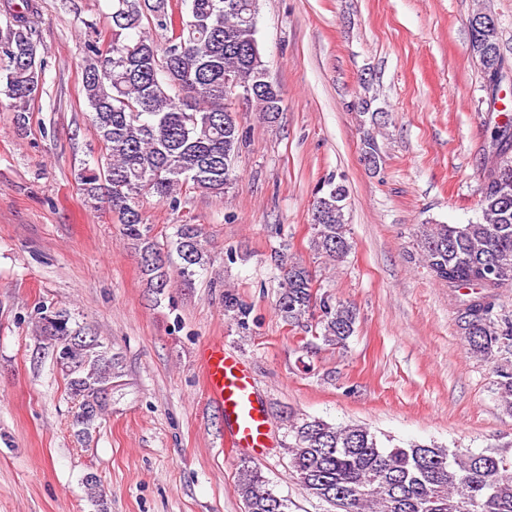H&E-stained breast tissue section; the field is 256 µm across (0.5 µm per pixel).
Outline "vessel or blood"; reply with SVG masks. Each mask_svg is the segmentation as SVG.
<instances>
[{"mask_svg": "<svg viewBox=\"0 0 512 512\" xmlns=\"http://www.w3.org/2000/svg\"><path fill=\"white\" fill-rule=\"evenodd\" d=\"M202 366L208 396L221 408L233 446L263 452L271 424L250 368L220 340L206 346Z\"/></svg>", "mask_w": 512, "mask_h": 512, "instance_id": "b4317fda", "label": "vessel or blood"}]
</instances>
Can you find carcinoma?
Here are the masks:
<instances>
[{"mask_svg":"<svg viewBox=\"0 0 512 512\" xmlns=\"http://www.w3.org/2000/svg\"><path fill=\"white\" fill-rule=\"evenodd\" d=\"M112 0L110 37L85 21L82 87L91 122L105 150L104 166L85 168L79 180L88 200L105 203L140 258L149 287L161 295L171 286L167 268L188 281L209 263L197 224H180L162 250L144 222L141 198L149 193L176 209L182 188L222 194L236 182L234 160L247 131L226 113L233 95L227 82L251 87L265 70L258 41L257 0ZM35 0L13 4L0 40V94L25 121L43 88L45 67L33 40ZM164 32L154 39L150 30ZM483 75L508 68L498 26L470 33ZM249 102L267 123L277 119L281 91L258 90ZM501 144L491 156L480 200L481 218L469 224H423V265L448 290L458 325L472 354L486 360L512 356V314L499 304L512 288V118L495 127ZM348 191L331 181L315 193L310 249L334 262L352 245L347 237ZM280 270L275 309L294 327L315 322L317 338L343 347L355 332L356 308L320 292L315 276L287 253ZM52 357L76 401L75 436L88 441L112 391L118 357L66 308H38ZM251 307L224 291V313L248 324ZM497 394L512 414V366L497 370ZM292 474L329 512H512V462L488 450L461 452L435 445L385 444L367 427L304 419L290 426ZM236 490L244 512H288V499L268 487L258 468L244 461Z\"/></svg>","mask_w":512,"mask_h":512,"instance_id":"1","label":"carcinoma"}]
</instances>
